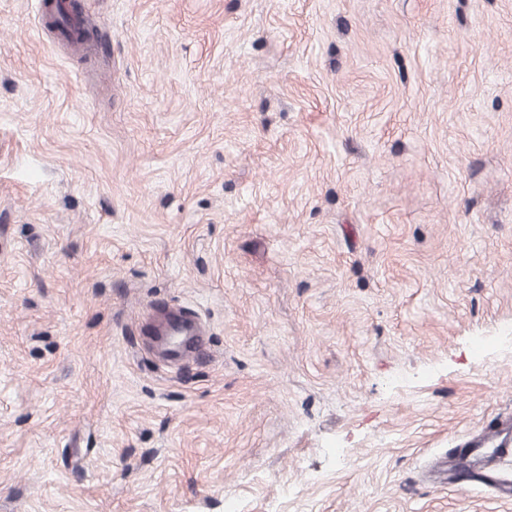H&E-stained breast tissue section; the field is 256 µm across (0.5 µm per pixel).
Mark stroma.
I'll return each mask as SVG.
<instances>
[{"instance_id": "35a3bbf8", "label": "stroma", "mask_w": 512, "mask_h": 512, "mask_svg": "<svg viewBox=\"0 0 512 512\" xmlns=\"http://www.w3.org/2000/svg\"><path fill=\"white\" fill-rule=\"evenodd\" d=\"M0 0V512H512V0ZM205 343L178 357L166 315ZM512 444V423L502 422L499 426L488 429L480 438L473 441L464 454L457 453L452 458V466L445 478V483L452 480L457 484L459 477H467L496 488L501 496H512V481L500 476L494 464L495 456H486L482 448L492 446L501 452H509ZM462 478V479H463Z\"/></svg>"}]
</instances>
